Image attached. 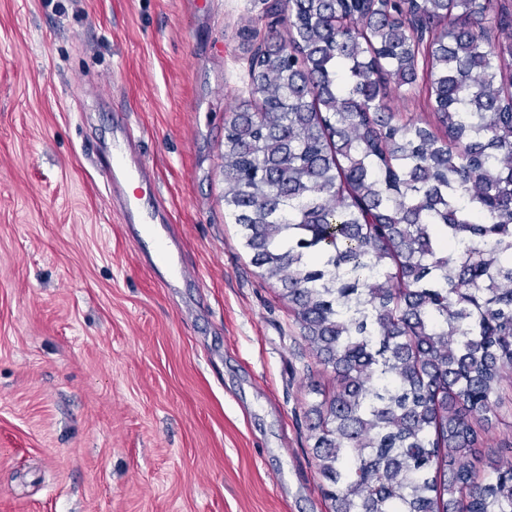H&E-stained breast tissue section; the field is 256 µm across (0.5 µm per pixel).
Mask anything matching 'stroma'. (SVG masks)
Returning a JSON list of instances; mask_svg holds the SVG:
<instances>
[{"label":"stroma","instance_id":"obj_1","mask_svg":"<svg viewBox=\"0 0 512 512\" xmlns=\"http://www.w3.org/2000/svg\"><path fill=\"white\" fill-rule=\"evenodd\" d=\"M287 12L0 0V512H329L307 410L332 375L224 209V123ZM116 134L172 263L113 207ZM503 386L481 453L510 466Z\"/></svg>","mask_w":512,"mask_h":512}]
</instances>
